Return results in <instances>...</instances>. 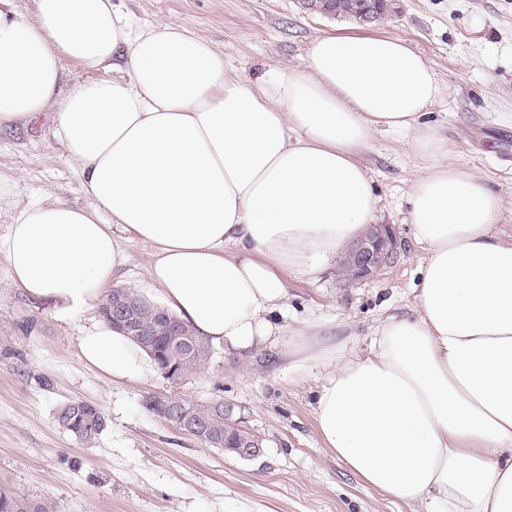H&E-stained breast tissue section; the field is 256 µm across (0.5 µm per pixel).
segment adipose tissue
Instances as JSON below:
<instances>
[{"mask_svg":"<svg viewBox=\"0 0 512 512\" xmlns=\"http://www.w3.org/2000/svg\"><path fill=\"white\" fill-rule=\"evenodd\" d=\"M34 4L0 8V126L51 113L86 203L16 211L0 242L12 284L68 311L101 301L125 263L118 226L152 245V286L196 336L299 350L288 274L315 277L361 236L377 205L361 154L375 133H409L427 161L408 189L425 250L414 312L380 320L363 357L315 325V421L365 487L418 512H512V243L493 231L501 195L446 162L423 121L443 93L425 58L391 37L326 35L303 66L253 81L177 24L134 31L112 0ZM117 58L122 77L61 91L66 63ZM78 348L111 378L154 367L103 320Z\"/></svg>","mask_w":512,"mask_h":512,"instance_id":"ef3b65f1","label":"adipose tissue"}]
</instances>
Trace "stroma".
Masks as SVG:
<instances>
[{
    "instance_id": "1",
    "label": "stroma",
    "mask_w": 512,
    "mask_h": 512,
    "mask_svg": "<svg viewBox=\"0 0 512 512\" xmlns=\"http://www.w3.org/2000/svg\"><path fill=\"white\" fill-rule=\"evenodd\" d=\"M145 29L174 22L224 54L234 77L299 67L322 35L403 40L424 56L444 93L425 120L450 147L449 162L493 182L504 201L494 230L512 240V0H396L397 15L363 24L304 10L299 0H112ZM409 134L379 132L362 159L378 209L395 225L404 255L376 278L349 284L328 266L316 278L288 277L289 327L330 323L367 353L377 321L411 313L424 252L407 223V192L423 159ZM0 240L31 202L84 204L77 165L51 133L49 116L0 128ZM122 286L158 301L150 244L122 236ZM98 306L73 313L16 288L0 256V489L51 502L56 512H411L365 487L324 445L314 416L323 366L281 359L265 348L236 354L213 346L210 361L178 385L158 372L115 380L78 351ZM224 402L231 419L262 442L245 459L212 448L148 412L155 394ZM72 400L95 405L105 430L85 442L61 426Z\"/></svg>"
}]
</instances>
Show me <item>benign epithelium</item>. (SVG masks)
<instances>
[{
    "instance_id": "1",
    "label": "benign epithelium",
    "mask_w": 512,
    "mask_h": 512,
    "mask_svg": "<svg viewBox=\"0 0 512 512\" xmlns=\"http://www.w3.org/2000/svg\"><path fill=\"white\" fill-rule=\"evenodd\" d=\"M402 256L401 243L395 229L390 224H369L363 236L352 243L345 257L338 263L340 274L348 282L360 281L377 276L384 269L396 264ZM140 305L131 299L112 310V325L125 332L142 337L151 344L154 334L151 324L138 316ZM148 405L171 420H176L183 432H198L202 427L192 418L194 402L184 400L179 404L172 402L166 395H152L147 398ZM261 444L258 438L238 442L231 450L242 457H254L259 454Z\"/></svg>"
}]
</instances>
